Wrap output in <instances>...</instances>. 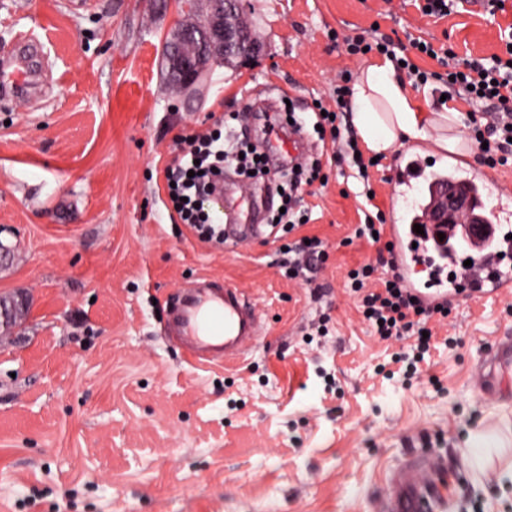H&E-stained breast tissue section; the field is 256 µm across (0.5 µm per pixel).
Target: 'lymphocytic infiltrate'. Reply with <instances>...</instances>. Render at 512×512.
<instances>
[{
  "label": "lymphocytic infiltrate",
  "mask_w": 512,
  "mask_h": 512,
  "mask_svg": "<svg viewBox=\"0 0 512 512\" xmlns=\"http://www.w3.org/2000/svg\"><path fill=\"white\" fill-rule=\"evenodd\" d=\"M505 43L504 55L493 56L488 61L460 59L451 51L417 40L396 46L383 38L369 40L359 37L346 40L345 46L351 55L360 54L366 48L383 50L393 62L400 64L402 72L417 88L427 85L431 75L409 65L410 51H422L446 66L448 95L469 105L468 136L479 146L482 163L494 168L512 162V34L506 37ZM334 115V110L326 111L319 105L313 107L306 120L296 117L290 108L282 113L283 118L292 119L294 127L300 128L309 122L322 128L336 145L331 154L291 170L289 176L279 181L285 208L279 216L283 232L289 233L308 224V215L296 214L294 204L303 186L317 181L327 182L326 167L348 160L360 168L361 178L369 176L364 169L363 157L348 159L339 150L341 130ZM230 163L236 164L240 172L246 174L248 183L254 184L266 178L263 155L230 131L222 137L210 132L185 136L178 153L165 169L167 180L173 184L170 198L176 213L200 238L213 240L222 236V228L206 203L214 183L220 179L225 165ZM287 252L282 266L292 280L304 277L313 263L325 261L328 257L324 241L315 236L307 241L300 239L288 244ZM377 270V265L366 263L348 273L349 288L357 299L358 310L381 339L402 342L403 347L396 354L397 361L410 366L419 364L431 348L430 333L437 325L447 322L452 310L448 307H421L412 302L398 274L381 277Z\"/></svg>",
  "instance_id": "1"
}]
</instances>
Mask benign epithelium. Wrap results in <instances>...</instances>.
I'll return each instance as SVG.
<instances>
[{
	"label": "benign epithelium",
	"instance_id": "1",
	"mask_svg": "<svg viewBox=\"0 0 512 512\" xmlns=\"http://www.w3.org/2000/svg\"><path fill=\"white\" fill-rule=\"evenodd\" d=\"M209 10L202 20L192 15L169 39L166 57L168 73L179 78L182 91L196 93L204 83L210 61L245 63L257 56L262 45L243 22L242 0H206ZM475 201L468 189L443 186L436 191L425 223L433 236L456 232L455 245L479 243L491 224L474 210ZM29 310L25 295L18 293L0 303V333L10 335Z\"/></svg>",
	"mask_w": 512,
	"mask_h": 512
}]
</instances>
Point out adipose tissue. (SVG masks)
<instances>
[{"instance_id":"1","label":"adipose tissue","mask_w":512,"mask_h":512,"mask_svg":"<svg viewBox=\"0 0 512 512\" xmlns=\"http://www.w3.org/2000/svg\"><path fill=\"white\" fill-rule=\"evenodd\" d=\"M350 122L363 152L389 156L396 148L432 156H447L464 148L453 130L461 113L454 106L426 112L397 76L392 61L384 54L363 60L349 93Z\"/></svg>"}]
</instances>
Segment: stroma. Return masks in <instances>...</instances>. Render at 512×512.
Returning a JSON list of instances; mask_svg holds the SVG:
<instances>
[{
  "mask_svg": "<svg viewBox=\"0 0 512 512\" xmlns=\"http://www.w3.org/2000/svg\"><path fill=\"white\" fill-rule=\"evenodd\" d=\"M263 45L253 64L209 70L202 94L168 86L162 47L175 0H0V50L20 34L41 51L27 99L0 97V294L30 309L0 342V512H370L400 468H445L444 512L478 500L512 512V474L469 466L475 449L512 457V379L480 386L495 341L512 336V299H458L419 371L376 336L346 288L374 261L355 238L370 206L403 224L445 160L400 186L399 155L369 184L332 167L305 187L327 262L310 281L279 266L280 243L201 241L169 207L164 169L180 138L241 112L264 146L274 115L262 86L290 90L297 112L329 100L360 57L335 36L373 32L501 53L512 0L496 14L455 5L421 15L414 0H244ZM371 186L374 199L362 194ZM350 246H342L345 237ZM208 277L241 289L265 341L236 363L185 362L162 334L173 298Z\"/></svg>",
  "mask_w": 512,
  "mask_h": 512,
  "instance_id": "stroma-1",
  "label": "stroma"
}]
</instances>
